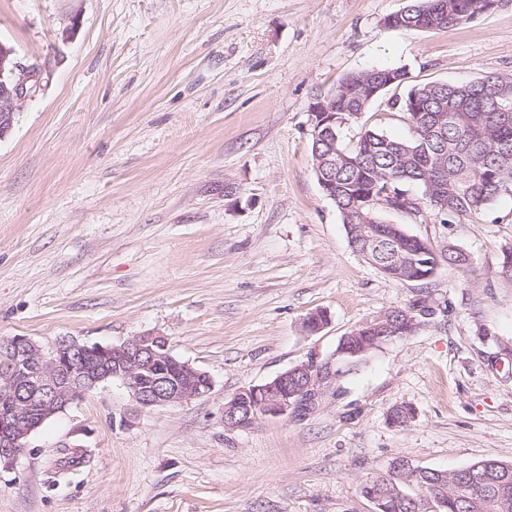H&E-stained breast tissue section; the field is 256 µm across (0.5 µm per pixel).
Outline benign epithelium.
<instances>
[{
  "label": "benign epithelium",
  "mask_w": 512,
  "mask_h": 512,
  "mask_svg": "<svg viewBox=\"0 0 512 512\" xmlns=\"http://www.w3.org/2000/svg\"><path fill=\"white\" fill-rule=\"evenodd\" d=\"M39 87L36 73L25 70L17 61L13 46L0 41V138L12 127L16 112L23 102L35 95ZM311 134L333 132L336 126V95L320 96L310 106ZM377 204L396 208L421 209L420 202L407 195L379 196ZM12 367L3 377V390L9 392L12 404L0 412V462L12 465L27 446L29 437L45 420L83 400L102 384L115 378L130 390L140 409L172 405L204 396L200 390L184 383L166 381L160 387L145 390L137 384L138 373L155 364L169 352L162 335L146 333L134 336L120 345L91 346L75 340H62L50 353L26 336L9 340ZM96 354L102 366L88 371L84 359ZM304 374L305 382L292 394L284 395L280 385ZM334 377L332 364L324 366L314 360L296 365L276 377L274 382L243 388L224 401V427L245 429L257 416L249 401L263 398V416L280 417L319 396L321 387Z\"/></svg>",
  "instance_id": "benign-epithelium-1"
}]
</instances>
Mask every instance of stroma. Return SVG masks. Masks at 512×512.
Returning <instances> with one entry per match:
<instances>
[{
  "label": "stroma",
  "mask_w": 512,
  "mask_h": 512,
  "mask_svg": "<svg viewBox=\"0 0 512 512\" xmlns=\"http://www.w3.org/2000/svg\"><path fill=\"white\" fill-rule=\"evenodd\" d=\"M409 0H0V41L41 70L0 138V340L119 345L146 333L211 391L136 409L105 383L44 423L0 512H374L366 478L512 462V193L480 218L383 210L470 272L391 279L351 249L311 164L310 105L350 73L410 83L512 74V0L463 26L388 29ZM410 134L380 96L341 128ZM428 297L434 315L303 415L224 426V401L327 360L342 336ZM326 311L317 334L310 312ZM414 417L388 423L394 407Z\"/></svg>",
  "instance_id": "stroma-1"
}]
</instances>
